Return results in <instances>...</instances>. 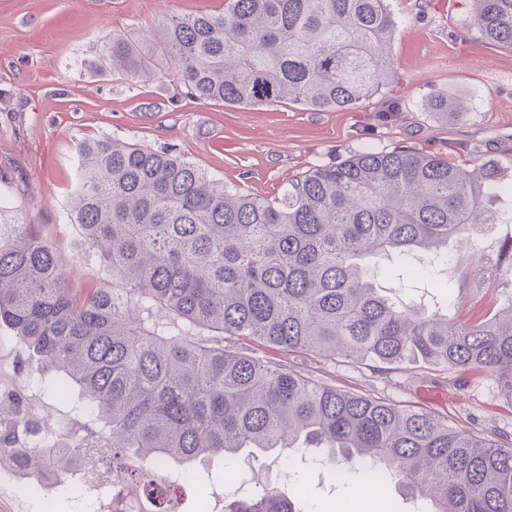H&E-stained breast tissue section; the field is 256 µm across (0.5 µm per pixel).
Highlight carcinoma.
<instances>
[{
	"label": "carcinoma",
	"mask_w": 512,
	"mask_h": 512,
	"mask_svg": "<svg viewBox=\"0 0 512 512\" xmlns=\"http://www.w3.org/2000/svg\"><path fill=\"white\" fill-rule=\"evenodd\" d=\"M488 42L512 50V0H474ZM389 0H228L224 13L163 12L143 42L104 36L101 65L135 82L162 68L209 103L301 104L346 111L392 77ZM427 108L459 120L461 97ZM69 206L112 279L79 293L70 266L33 224L6 215L0 189V325L22 340L34 381L73 392L72 431L50 448H18L42 427L0 398V467L33 480L84 463L91 443L161 464L293 457L310 447L377 471L422 512H512V446L423 411L321 385L224 345L256 337L287 351L394 365L412 355L443 370L484 372L512 396V294L471 322L454 306L448 241L470 244L501 223L491 200L512 192L499 166L474 167L398 147L364 148L319 166L272 199L242 194L171 147L110 136L77 143ZM429 257L445 308L394 303L374 258ZM164 314L184 326L169 336ZM224 512H302L277 487L225 501Z\"/></svg>",
	"instance_id": "cac0c4a2"
}]
</instances>
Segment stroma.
<instances>
[{
  "instance_id": "obj_1",
  "label": "stroma",
  "mask_w": 512,
  "mask_h": 512,
  "mask_svg": "<svg viewBox=\"0 0 512 512\" xmlns=\"http://www.w3.org/2000/svg\"><path fill=\"white\" fill-rule=\"evenodd\" d=\"M398 23L391 42L394 78L382 93L349 111L311 112L298 104L243 108L185 97L165 73L149 82L112 76L101 68V41L120 33L140 39L161 12L220 14L224 0H0V184L7 204L25 223L38 225L58 255L73 264L78 288H99L110 278L89 256V245L70 224L76 182V143L108 135L151 148L169 146L214 178L246 194L274 197L307 170L340 162L363 148L408 147L450 161L496 160L512 182V51L491 45L473 23L472 0H389ZM438 93L470 101L460 120L431 112ZM400 104L388 112L389 104ZM504 217L472 246L454 247L455 316L472 320L498 311L512 294V278L488 282V267L512 239V195L493 203ZM377 285L395 302L426 307L445 295L426 277H381ZM241 350L285 364L315 382L447 418L459 429L502 442L512 439V399L486 374L442 371L414 361L395 366L288 352L249 338ZM25 345L0 328V391L22 400L36 422L68 433V404L34 387L22 370ZM281 459L253 463L260 485L286 489L305 512H330L333 501L362 491L344 460L299 464L276 477ZM21 476L0 469V507L40 512L56 499L55 512H97L85 487L66 481L43 484L18 500Z\"/></svg>"
}]
</instances>
